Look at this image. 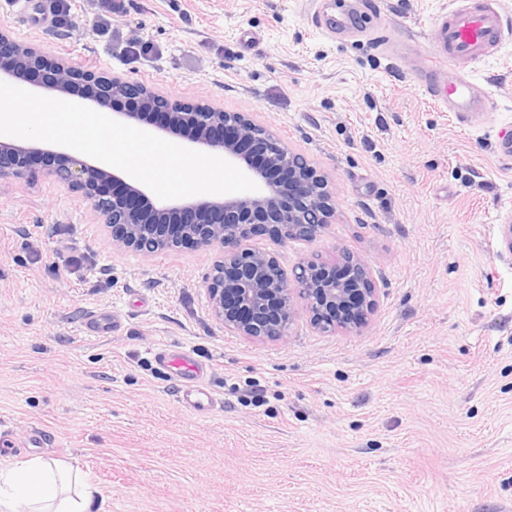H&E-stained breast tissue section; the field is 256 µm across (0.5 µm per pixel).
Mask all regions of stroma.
Wrapping results in <instances>:
<instances>
[{"instance_id":"stroma-1","label":"stroma","mask_w":512,"mask_h":512,"mask_svg":"<svg viewBox=\"0 0 512 512\" xmlns=\"http://www.w3.org/2000/svg\"><path fill=\"white\" fill-rule=\"evenodd\" d=\"M76 0L77 26L17 40L162 95L246 112L328 180L335 215L312 241L251 236L284 272L346 250L377 307L357 333L298 315L288 335L224 328L206 291L212 250L120 251L90 203L45 174L0 176V435L10 456L78 467L102 512H512V32L472 64L495 80L469 126L417 86L431 24L454 0H341L355 33L311 22L314 0ZM410 36L406 60L380 41ZM152 50L131 56V42ZM91 311L122 327L95 339ZM189 345L224 405L177 401L159 348ZM48 444L32 448V431Z\"/></svg>"}]
</instances>
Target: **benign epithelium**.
<instances>
[{
    "label": "benign epithelium",
    "mask_w": 512,
    "mask_h": 512,
    "mask_svg": "<svg viewBox=\"0 0 512 512\" xmlns=\"http://www.w3.org/2000/svg\"><path fill=\"white\" fill-rule=\"evenodd\" d=\"M0 82L46 97L72 102V87L91 94L77 100L109 113L112 119L163 133L195 149L238 166L257 190L238 195L161 200L140 183L109 171L79 153L46 174L87 200L105 224L112 245L150 256L190 245L215 251L207 281L209 310L219 323L242 336L279 338L296 315L294 298L306 301L310 322L318 329L357 332L376 305L366 260L340 252L331 264L308 260L286 278L277 261L244 247L259 225L269 226L282 240H313L328 227L332 211L327 182L307 161L284 149L271 133L244 112H225L209 104L184 102L161 95L142 83L118 76L78 70L68 61L44 55L14 40L0 27ZM133 97L136 109L117 112L112 101ZM45 148L36 141L0 138V176L35 171L31 159ZM276 170L296 182L298 196L282 204L281 187L267 177Z\"/></svg>",
    "instance_id": "7a95c632"
}]
</instances>
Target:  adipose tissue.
<instances>
[{
	"label": "adipose tissue",
	"mask_w": 512,
	"mask_h": 512,
	"mask_svg": "<svg viewBox=\"0 0 512 512\" xmlns=\"http://www.w3.org/2000/svg\"><path fill=\"white\" fill-rule=\"evenodd\" d=\"M97 494L70 463L41 456L0 461V512H92Z\"/></svg>",
	"instance_id": "1"
}]
</instances>
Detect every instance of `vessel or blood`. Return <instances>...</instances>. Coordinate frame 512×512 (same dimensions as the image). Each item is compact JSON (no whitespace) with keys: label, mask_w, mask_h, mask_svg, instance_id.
I'll use <instances>...</instances> for the list:
<instances>
[{"label":"vessel or blood","mask_w":512,"mask_h":512,"mask_svg":"<svg viewBox=\"0 0 512 512\" xmlns=\"http://www.w3.org/2000/svg\"><path fill=\"white\" fill-rule=\"evenodd\" d=\"M505 25L499 0H482L477 7L471 6L470 0H457L456 7L435 27V44L421 69V87L462 121H473L480 112L489 109L492 91L465 73L447 80L448 70L462 61L476 63L494 56ZM120 328L121 319L114 313L89 314L82 324L83 333L94 337ZM154 361L175 380L179 402L194 415L206 418L219 407V400L204 383L206 366L193 349H159L154 353Z\"/></svg>","instance_id":"vessel-or-blood-1"}]
</instances>
